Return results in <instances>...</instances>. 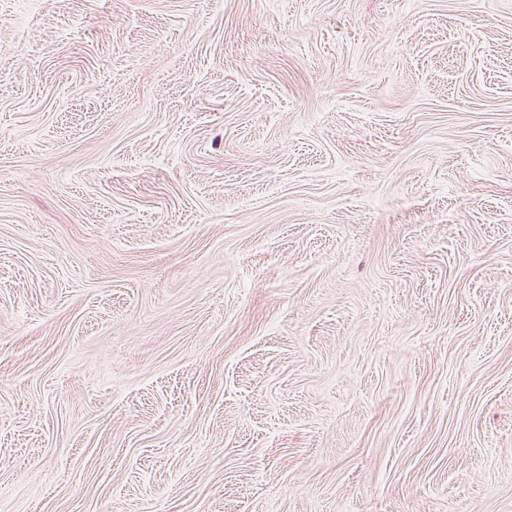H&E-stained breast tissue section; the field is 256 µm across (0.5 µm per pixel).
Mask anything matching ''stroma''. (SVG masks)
Wrapping results in <instances>:
<instances>
[{"mask_svg":"<svg viewBox=\"0 0 512 512\" xmlns=\"http://www.w3.org/2000/svg\"><path fill=\"white\" fill-rule=\"evenodd\" d=\"M0 512H512V0H0Z\"/></svg>","mask_w":512,"mask_h":512,"instance_id":"obj_1","label":"stroma"}]
</instances>
